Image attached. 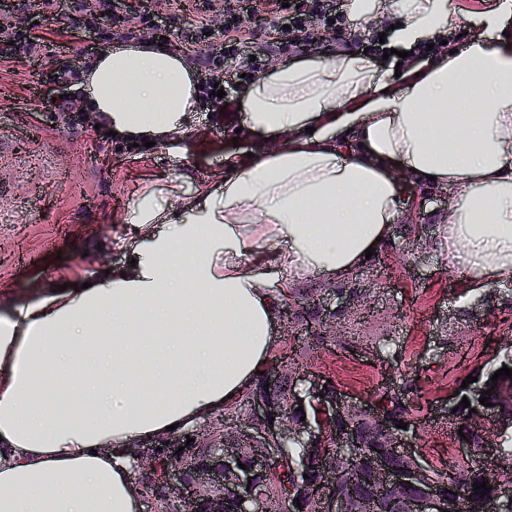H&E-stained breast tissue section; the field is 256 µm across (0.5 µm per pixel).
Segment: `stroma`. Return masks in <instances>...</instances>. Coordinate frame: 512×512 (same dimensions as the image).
<instances>
[{
	"instance_id": "1",
	"label": "stroma",
	"mask_w": 512,
	"mask_h": 512,
	"mask_svg": "<svg viewBox=\"0 0 512 512\" xmlns=\"http://www.w3.org/2000/svg\"><path fill=\"white\" fill-rule=\"evenodd\" d=\"M468 19V37L487 35L485 21L503 20L512 32V0H449ZM32 21L59 31L63 51L76 55L92 43L82 29L63 30L60 17L33 0ZM353 29L337 23L318 45L271 51V33L255 27L249 50L265 64L290 63L346 51ZM467 37V38H468ZM52 67L47 59H16L0 65V298L20 299L63 277H92L101 266L124 268L136 241L152 228L128 224L127 214L148 190L162 194L174 217L198 191L222 182L224 156L243 157L262 145L242 127L239 85L226 87L220 112H194L188 132L150 147L95 135L58 112L38 92ZM423 203L410 216L425 225L411 233L391 227L389 241L348 279L357 296L330 322L335 334L317 343L320 322L298 325L278 308L279 341L268 358L281 363L297 351L301 373L334 379L354 397L374 398L400 379L419 380V448L422 460L443 458L454 433L436 412L457 382L476 373L473 352L485 359L512 352V323L502 322L512 302V283L473 287L448 270L434 247L448 213L444 188L419 189Z\"/></svg>"
}]
</instances>
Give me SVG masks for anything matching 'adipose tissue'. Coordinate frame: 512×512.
Returning <instances> with one entry per match:
<instances>
[{"label":"adipose tissue","instance_id":"adipose-tissue-1","mask_svg":"<svg viewBox=\"0 0 512 512\" xmlns=\"http://www.w3.org/2000/svg\"><path fill=\"white\" fill-rule=\"evenodd\" d=\"M397 45L459 28L445 0H394ZM127 142L185 130L199 90L183 57L126 45L80 85ZM246 127L273 141L227 155L225 181L170 219L157 191L130 209L160 230L136 266L90 287L48 286L0 307V512H137L126 445L185 429L232 403L276 341L263 285L344 279L388 237L400 175L453 203L435 247L481 288L512 281V45L469 41L418 75L356 52L285 63L247 85ZM263 240L270 264L255 261Z\"/></svg>","mask_w":512,"mask_h":512}]
</instances>
